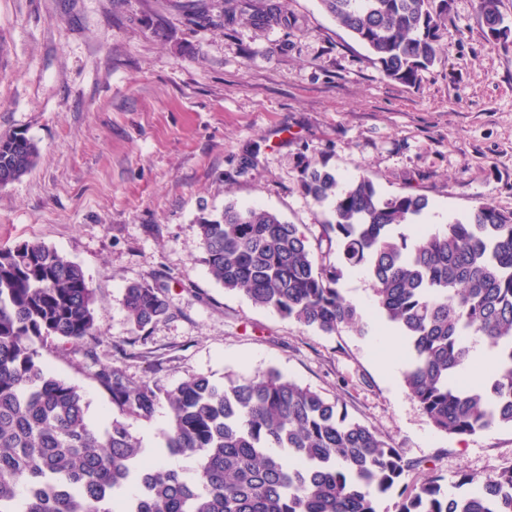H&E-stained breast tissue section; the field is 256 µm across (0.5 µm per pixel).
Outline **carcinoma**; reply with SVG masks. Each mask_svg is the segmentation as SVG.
Segmentation results:
<instances>
[{
    "label": "carcinoma",
    "mask_w": 512,
    "mask_h": 512,
    "mask_svg": "<svg viewBox=\"0 0 512 512\" xmlns=\"http://www.w3.org/2000/svg\"><path fill=\"white\" fill-rule=\"evenodd\" d=\"M364 44L389 79L413 84L438 60L450 0H320ZM488 31L499 0H478ZM257 25H286L279 11ZM23 132L0 135V186L35 165ZM300 182L330 205L323 225L337 260L297 224L227 204L199 218L204 261L224 288L252 304L333 334L362 314L343 294L362 268L378 314L406 340L405 387L433 426L450 436L512 427V214L489 204L465 221L410 239L398 232L429 207L411 193L382 196L360 176L305 167ZM94 292L82 267L42 242L0 248V512H378V497L404 484L413 462L338 402L269 369L222 382L191 377L171 390L135 383L115 367L95 378L114 416L90 429L79 388L44 368L50 338L97 341ZM123 305L142 331L170 315L161 290L128 286ZM486 346L493 367L473 360ZM166 401L164 446L148 451L130 421L152 419ZM196 459L185 477L165 457ZM450 493L433 477L402 491L395 512H512V468L477 480L460 475Z\"/></svg>",
    "instance_id": "cac0c4a2"
}]
</instances>
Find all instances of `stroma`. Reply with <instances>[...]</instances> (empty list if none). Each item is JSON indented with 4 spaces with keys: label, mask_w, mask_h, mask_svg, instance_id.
<instances>
[{
    "label": "stroma",
    "mask_w": 512,
    "mask_h": 512,
    "mask_svg": "<svg viewBox=\"0 0 512 512\" xmlns=\"http://www.w3.org/2000/svg\"><path fill=\"white\" fill-rule=\"evenodd\" d=\"M451 2L444 50L410 85L320 0H0V134L39 150L0 187V247L38 241L82 266L98 340L40 353L80 388L93 428L112 420L104 366L168 390L274 368L399 448L408 487L512 467V427L456 437L428 421L403 382L408 355L380 344L366 273L341 287L369 317L326 334L225 289L199 237V217L233 203L316 241L331 212L302 188L307 164L426 197L429 231L484 203L512 214V41H488L477 0ZM269 8L287 25L253 24ZM133 283L160 286L170 317L136 331Z\"/></svg>",
    "instance_id": "1"
}]
</instances>
